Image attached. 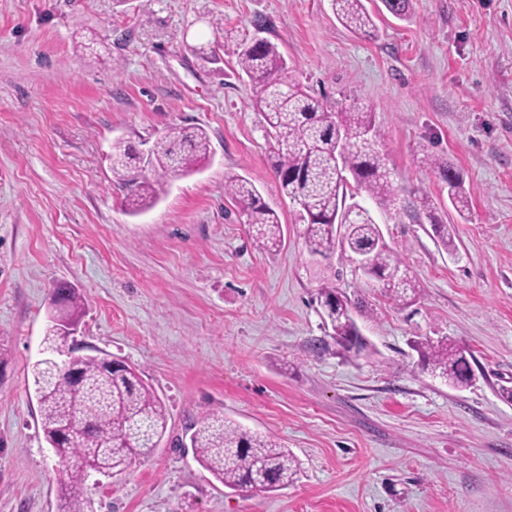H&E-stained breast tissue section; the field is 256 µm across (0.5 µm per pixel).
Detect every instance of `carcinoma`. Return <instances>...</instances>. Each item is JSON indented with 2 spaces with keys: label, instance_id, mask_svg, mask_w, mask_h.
Returning <instances> with one entry per match:
<instances>
[{
  "label": "carcinoma",
  "instance_id": "carcinoma-1",
  "mask_svg": "<svg viewBox=\"0 0 512 512\" xmlns=\"http://www.w3.org/2000/svg\"><path fill=\"white\" fill-rule=\"evenodd\" d=\"M338 19L358 35L373 32V20L363 0H332ZM237 66L251 83L265 122L269 154L280 191L298 205L303 238L317 260L341 254L350 263L366 261L362 275L372 288L396 304H406L417 294L415 280L402 268L400 258L387 245L370 211L356 205L345 208L346 181L352 176L363 190L388 212H413L432 224L438 244L457 250L455 226L443 221L436 202L427 194L410 204L400 201L392 172L386 164L373 113L355 109L331 112L290 76L288 61L277 46L262 38H245L237 48ZM209 138L201 128L171 127L159 136L147 157L124 139L112 143V172L126 193L130 212L139 213L159 198L164 179L189 175L209 157ZM421 161L437 169L448 188V202L465 216L469 202L462 177L450 163L425 154ZM224 194L240 208L252 229L256 246L271 250L281 245L277 213L262 201L246 178L225 177ZM52 298L65 301V316L72 322L84 303L67 282H60ZM323 324L340 343L360 340L353 304L328 282L317 293ZM61 335L56 313L50 312L43 343L51 360L33 365L35 393L41 427L48 443L63 429H72L61 449L65 476L61 483L62 512H84L83 486L94 473L126 471L136 457L128 449L144 450L157 444L168 424L164 402L130 365L113 369L97 357H76ZM432 374L455 388L473 380V370L463 352L446 341L416 344ZM190 445L197 462L224 487L240 492L276 491L292 483L295 460L281 443L251 433L235 421L215 413L190 426Z\"/></svg>",
  "mask_w": 512,
  "mask_h": 512
}]
</instances>
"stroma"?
<instances>
[{"instance_id": "stroma-1", "label": "stroma", "mask_w": 512, "mask_h": 512, "mask_svg": "<svg viewBox=\"0 0 512 512\" xmlns=\"http://www.w3.org/2000/svg\"><path fill=\"white\" fill-rule=\"evenodd\" d=\"M365 5L368 37L331 0H0V512H60L32 367L61 281L85 301L70 344L135 367L169 413L157 448L89 478L84 512H512V0H411L405 19ZM247 36L329 109L372 112L400 197L429 195L455 224L449 253L427 220L348 187L416 279L413 303L309 256L237 66ZM172 126L204 128L211 159L130 214L112 142ZM426 153L461 172L466 217ZM230 175L277 212L278 250L255 246ZM325 279L356 305L361 352L323 324ZM425 338L464 349L473 384L423 369ZM211 413L281 441L294 482L224 488L185 446Z\"/></svg>"}]
</instances>
